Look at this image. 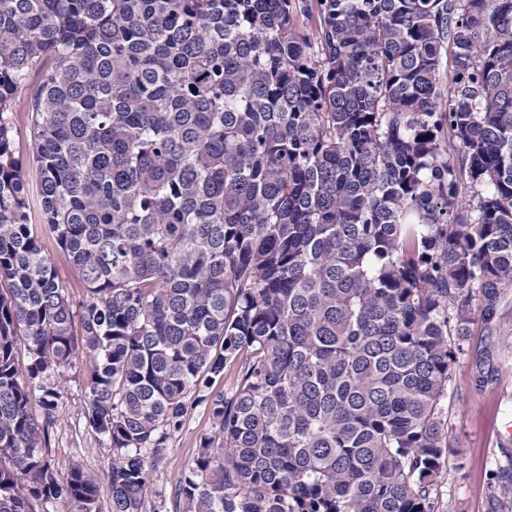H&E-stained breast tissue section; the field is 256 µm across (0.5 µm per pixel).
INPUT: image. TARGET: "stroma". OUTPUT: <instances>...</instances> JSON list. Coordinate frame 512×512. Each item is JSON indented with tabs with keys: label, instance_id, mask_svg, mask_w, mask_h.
<instances>
[{
	"label": "stroma",
	"instance_id": "1",
	"mask_svg": "<svg viewBox=\"0 0 512 512\" xmlns=\"http://www.w3.org/2000/svg\"><path fill=\"white\" fill-rule=\"evenodd\" d=\"M31 224L73 304L85 301L87 288L68 255L46 232L39 209H32ZM85 372L80 359L61 380L62 398L48 429L46 454L56 468L79 464L103 484L111 452L85 417ZM451 375L447 422L456 452L446 458L432 489L435 512H512V498L494 494L500 481L512 476V288L503 292L492 321L476 319ZM481 377L486 380L482 386L477 383ZM213 432L208 409L201 405L189 409L182 429L172 435L150 474L148 506L175 512L177 480L193 468L201 438Z\"/></svg>",
	"mask_w": 512,
	"mask_h": 512
}]
</instances>
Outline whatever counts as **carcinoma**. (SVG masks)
<instances>
[{"instance_id":"obj_1","label":"carcinoma","mask_w":512,"mask_h":512,"mask_svg":"<svg viewBox=\"0 0 512 512\" xmlns=\"http://www.w3.org/2000/svg\"><path fill=\"white\" fill-rule=\"evenodd\" d=\"M511 286L512 0H0V512H100L31 412L80 354L112 512L194 405L182 512H435L450 366ZM38 81L35 74L30 75L25 85L21 88L17 96L16 103V124L18 128V139L16 141V151L19 156L26 158L31 149V139L28 133L29 115L28 105L30 96L34 91V86ZM31 182L33 183L34 193L32 195L31 206V224L35 235L38 237L43 252L51 259L58 280L66 288V292L75 307L85 301L87 298V288L81 279L75 274L71 261L66 253H64L57 245L55 239L46 232L37 205L35 192V175L31 174Z\"/></svg>"}]
</instances>
